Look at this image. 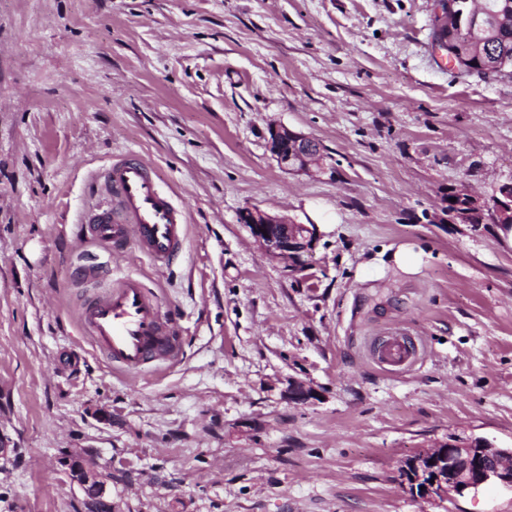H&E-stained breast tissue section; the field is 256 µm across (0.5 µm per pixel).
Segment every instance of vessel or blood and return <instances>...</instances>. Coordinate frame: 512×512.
Returning a JSON list of instances; mask_svg holds the SVG:
<instances>
[{
  "label": "vessel or blood",
  "mask_w": 512,
  "mask_h": 512,
  "mask_svg": "<svg viewBox=\"0 0 512 512\" xmlns=\"http://www.w3.org/2000/svg\"><path fill=\"white\" fill-rule=\"evenodd\" d=\"M91 192L104 196L83 212L77 234L105 251L135 246L159 267L169 265L182 249L186 217L163 188L154 168L136 156L108 165L91 178ZM79 328L119 370L134 374L147 367L173 364L183 355L175 320L139 278L125 276L90 297ZM376 361L389 370L409 367L416 349L406 336H388Z\"/></svg>",
  "instance_id": "b4317fda"
}]
</instances>
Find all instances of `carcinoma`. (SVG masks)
<instances>
[{"label": "carcinoma", "mask_w": 512, "mask_h": 512, "mask_svg": "<svg viewBox=\"0 0 512 512\" xmlns=\"http://www.w3.org/2000/svg\"><path fill=\"white\" fill-rule=\"evenodd\" d=\"M459 13L448 23L457 67L484 76L512 68V0H459Z\"/></svg>", "instance_id": "carcinoma-1"}]
</instances>
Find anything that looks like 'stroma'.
Wrapping results in <instances>:
<instances>
[{
	"mask_svg": "<svg viewBox=\"0 0 512 512\" xmlns=\"http://www.w3.org/2000/svg\"><path fill=\"white\" fill-rule=\"evenodd\" d=\"M434 0H0V512H85L63 451L111 472L112 512H512L490 483L421 501L399 469L450 438L512 448V69L465 73ZM283 124L321 169L289 173ZM154 165L186 210L156 267L73 229L93 171ZM468 185L483 221L444 210ZM315 224L286 272L239 220ZM411 243L418 273L388 257ZM140 278L180 319L181 361L133 376L81 335L89 282ZM412 336L379 366L373 340ZM312 388L295 402L288 387ZM267 147L272 159L284 171H310L312 167H320L325 159L317 142L283 124L269 127ZM386 342L380 351L374 347L376 361L389 370L397 371L409 367L415 360L416 349L406 336L394 333L385 336Z\"/></svg>",
	"mask_w": 512,
	"mask_h": 512,
	"instance_id": "35a3bbf8",
	"label": "stroma"
}]
</instances>
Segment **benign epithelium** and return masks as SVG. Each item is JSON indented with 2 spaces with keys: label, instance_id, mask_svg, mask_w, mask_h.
<instances>
[{
  "label": "benign epithelium",
  "instance_id": "7a95c632",
  "mask_svg": "<svg viewBox=\"0 0 512 512\" xmlns=\"http://www.w3.org/2000/svg\"><path fill=\"white\" fill-rule=\"evenodd\" d=\"M267 147L272 159L284 171H308L321 166L325 159L317 142L283 124L269 127ZM466 200L467 204L457 213V220L463 224L469 223L473 211L484 208L472 193L467 194ZM496 216L501 223L512 221L511 184L498 197ZM240 221L264 254L283 263L286 270L301 272L309 268L308 258L318 240L317 225L295 224L257 206L243 209ZM61 465L71 483L82 490L95 488L98 503L112 509L108 493L111 475L99 472L87 452L68 451L61 458ZM402 469L409 476L403 480L404 488L412 497L452 501L489 482L512 489V448H498L484 438L477 441L453 439L434 448L415 451L404 460Z\"/></svg>",
  "mask_w": 512,
  "mask_h": 512
}]
</instances>
